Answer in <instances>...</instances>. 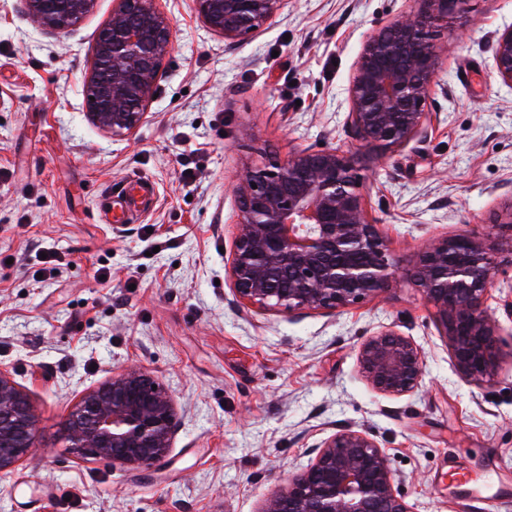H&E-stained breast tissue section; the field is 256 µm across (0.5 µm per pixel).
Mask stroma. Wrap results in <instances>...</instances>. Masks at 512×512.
<instances>
[{
	"mask_svg": "<svg viewBox=\"0 0 512 512\" xmlns=\"http://www.w3.org/2000/svg\"><path fill=\"white\" fill-rule=\"evenodd\" d=\"M159 5L173 49L145 122L115 138L85 105L113 0L54 32L24 0H0V365L38 418L35 448L0 481V512H259L344 427L386 451L410 512H500L470 502L469 482L487 475L512 498V358L491 383L462 377L406 277L357 308L291 317L241 308L226 269L237 177L304 147L359 154L369 217L401 269L446 236L512 243V87L491 51L512 0H464L438 29L431 120L396 150L361 149L348 87L365 41L418 0H286L269 27L233 43L192 0ZM131 177L153 182L155 199L117 230L100 200ZM493 279L486 306L507 332L512 265ZM385 328L425 352L420 386L401 397L360 369V344ZM129 365L178 405L173 445L146 469L82 457L65 440L79 397Z\"/></svg>",
	"mask_w": 512,
	"mask_h": 512,
	"instance_id": "35a3bbf8",
	"label": "stroma"
}]
</instances>
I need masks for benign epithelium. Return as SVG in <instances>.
<instances>
[{
  "label": "benign epithelium",
  "instance_id": "obj_1",
  "mask_svg": "<svg viewBox=\"0 0 512 512\" xmlns=\"http://www.w3.org/2000/svg\"><path fill=\"white\" fill-rule=\"evenodd\" d=\"M43 27L66 30L94 0H24ZM97 37L86 78L89 118L114 137L145 121L162 63L172 49L156 0H116ZM206 27L226 41L246 38L280 14L285 0H193ZM448 26V0H421L363 45L349 88L348 123L364 149H400L430 118L425 105L441 56L434 32ZM497 76L512 86V27L492 44ZM257 188H252V185ZM238 200L227 278L246 308L290 316L329 315L387 291L398 269L388 239L368 217L355 156L336 148H298L285 159L250 167L234 187ZM503 249L479 232L437 239L417 255L410 277L433 309L457 371L477 383L494 380L503 357L498 321L485 307ZM362 372L384 395L419 387L424 352L410 338L382 329L359 348ZM30 394L0 365V475L34 447ZM176 402L144 368H121L83 393L65 429L69 447L130 469L164 458L177 433ZM313 458L269 498L261 512H410L395 489L387 454L366 434L345 429L312 448Z\"/></svg>",
  "mask_w": 512,
  "mask_h": 512
}]
</instances>
